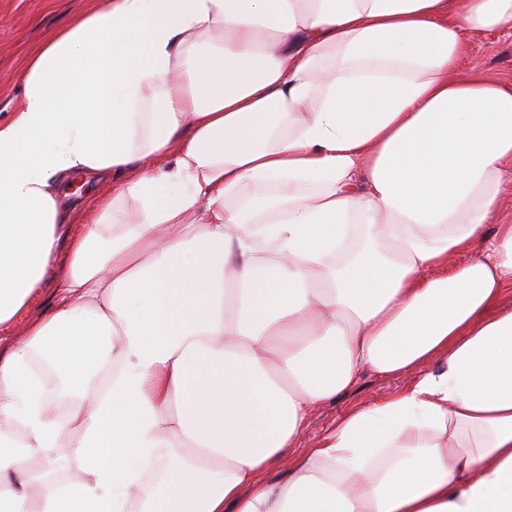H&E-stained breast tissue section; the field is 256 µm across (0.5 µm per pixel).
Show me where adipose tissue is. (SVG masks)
<instances>
[{"label": "adipose tissue", "mask_w": 512, "mask_h": 512, "mask_svg": "<svg viewBox=\"0 0 512 512\" xmlns=\"http://www.w3.org/2000/svg\"><path fill=\"white\" fill-rule=\"evenodd\" d=\"M491 31L512 0L50 32L0 117V327L55 285L0 348V512H512V84L452 74ZM76 173L114 178L91 224ZM366 370L419 376L289 456ZM111 190L112 179L76 177L62 185L61 198L71 207L70 219L74 224H91L95 216L96 200ZM53 290L52 282H46L42 293L37 295L31 301L30 305L15 319V321L7 327L0 328L1 347L8 341L23 336L31 322L48 314L51 304L49 299Z\"/></svg>", "instance_id": "ef3b65f1"}]
</instances>
